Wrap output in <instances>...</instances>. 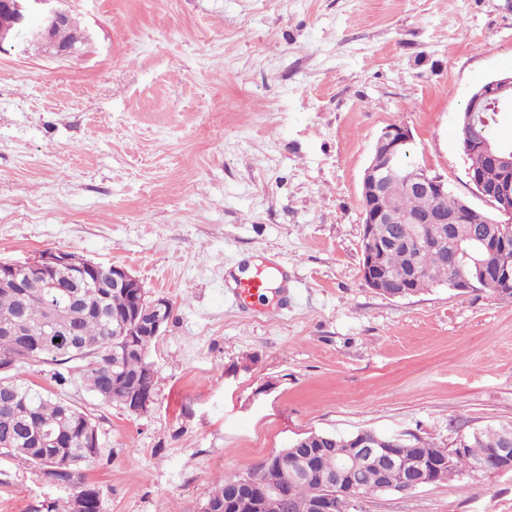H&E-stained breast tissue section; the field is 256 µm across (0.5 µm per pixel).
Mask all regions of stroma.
I'll list each match as a JSON object with an SVG mask.
<instances>
[{
	"label": "stroma",
	"instance_id": "1",
	"mask_svg": "<svg viewBox=\"0 0 512 512\" xmlns=\"http://www.w3.org/2000/svg\"><path fill=\"white\" fill-rule=\"evenodd\" d=\"M83 42L0 52V259L60 249L131 271L174 317L147 412L68 396L103 457L100 512H203L213 484L310 432L441 447L512 422V301L361 277L373 145L476 207L455 119L512 65V0H66ZM287 273L235 303L248 260ZM68 494L0 455V512ZM353 512H512V472L368 494Z\"/></svg>",
	"mask_w": 512,
	"mask_h": 512
}]
</instances>
